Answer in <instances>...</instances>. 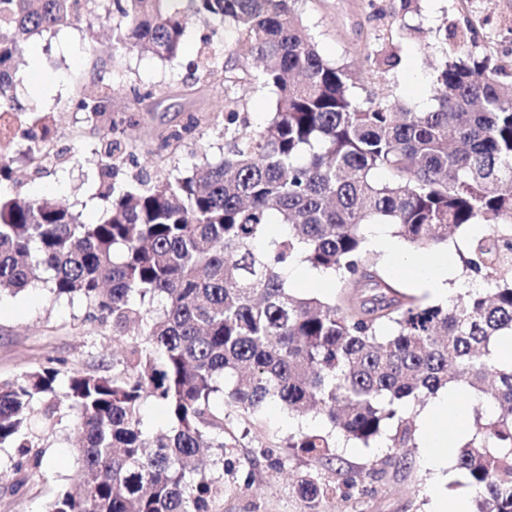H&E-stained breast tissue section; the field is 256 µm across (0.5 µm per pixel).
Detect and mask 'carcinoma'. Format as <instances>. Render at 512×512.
<instances>
[{
  "label": "carcinoma",
  "instance_id": "carcinoma-1",
  "mask_svg": "<svg viewBox=\"0 0 512 512\" xmlns=\"http://www.w3.org/2000/svg\"><path fill=\"white\" fill-rule=\"evenodd\" d=\"M95 0H0V115L22 113L35 133L29 160L51 157L50 117L11 94L24 53L45 31L80 22ZM301 0H109L114 42L174 59L187 15L237 33L232 54L262 63L224 68L225 91L257 80L276 94L268 123L239 113L224 155L184 177L108 189L109 216L88 224L52 197L0 196V293L46 284L81 299L87 319L121 339V358L94 368L64 359L0 381V446L14 467L38 468L35 405L56 401L80 433L78 484L45 512H216L231 465L224 421L269 403L325 422L288 438L294 453L339 460L336 435L365 447L384 436L413 445L409 401L466 384L472 436L456 468L474 488V512H512V81L488 55L446 59L432 77L434 107L359 98L357 78L325 60L305 32ZM418 0H399L394 35L414 30ZM382 77L399 55L367 56ZM97 85L82 100L94 122L111 101ZM491 232L461 255L488 285L448 303L402 292L367 258L365 227L391 224L420 248L448 244L467 224ZM301 264L334 281L331 299L301 293L284 271ZM152 400L169 429L150 434ZM306 475L305 512L354 486Z\"/></svg>",
  "mask_w": 512,
  "mask_h": 512
}]
</instances>
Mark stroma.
<instances>
[{
    "instance_id": "stroma-1",
    "label": "stroma",
    "mask_w": 512,
    "mask_h": 512,
    "mask_svg": "<svg viewBox=\"0 0 512 512\" xmlns=\"http://www.w3.org/2000/svg\"><path fill=\"white\" fill-rule=\"evenodd\" d=\"M393 0H303L302 22L323 57L348 66L365 78L371 50L395 46L400 62L384 79L367 82L366 93H391L412 107L432 96V66L446 57V29H467L459 55H492L512 80V0H421L414 19L419 32L399 42L390 40L389 12ZM108 0H96L87 21L45 33L28 47L38 56L50 82L32 91L29 64L17 74L14 94L26 108L53 115L51 149L59 160L36 172L26 156L27 142L0 141V155L12 161L10 180L0 194L14 198L56 197L87 223L103 219L108 203L99 194L102 136L116 127L127 155L113 160L111 184L124 190L141 176L174 177L202 167L205 159L224 151L227 111L245 113L251 127L265 125L273 110L274 93L257 82L232 92L224 90V68L234 64L223 37H210L206 24L191 19L180 56L161 60L125 49L112 40L119 19L108 12ZM112 85V105L91 122L80 107L81 93L98 81ZM184 130L177 149L163 145L171 131ZM122 344L109 326L88 321L81 300L59 299L43 283L17 294L0 296V380H9L45 364L66 360L86 368L102 355L119 353ZM35 431L45 450L39 468L15 471V449L0 447V512H44L58 491L74 485L80 463L75 433L66 408L53 424L34 416ZM314 416L291 417L271 405L260 419L231 416L224 427L234 469L224 475V495L217 512H303L300 477L312 475L335 483L337 469L351 471L353 489L338 490L320 500L318 512H430L432 495L475 492L457 469L438 480L421 447L392 448L378 439L370 447L337 438L340 465L290 454L288 437L298 428H318ZM273 449L265 458L264 449Z\"/></svg>"
}]
</instances>
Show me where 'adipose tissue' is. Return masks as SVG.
I'll use <instances>...</instances> for the list:
<instances>
[{"mask_svg":"<svg viewBox=\"0 0 512 512\" xmlns=\"http://www.w3.org/2000/svg\"><path fill=\"white\" fill-rule=\"evenodd\" d=\"M366 235L369 244L382 254L388 268L410 283L446 296L465 288L458 267L445 259L431 262L418 252L403 250L393 239L389 225H368ZM420 421L426 461L431 469L442 471L450 461L449 443L457 441L469 429L470 407L461 403L455 393L445 391L434 404L421 411Z\"/></svg>","mask_w":512,"mask_h":512,"instance_id":"adipose-tissue-1","label":"adipose tissue"}]
</instances>
